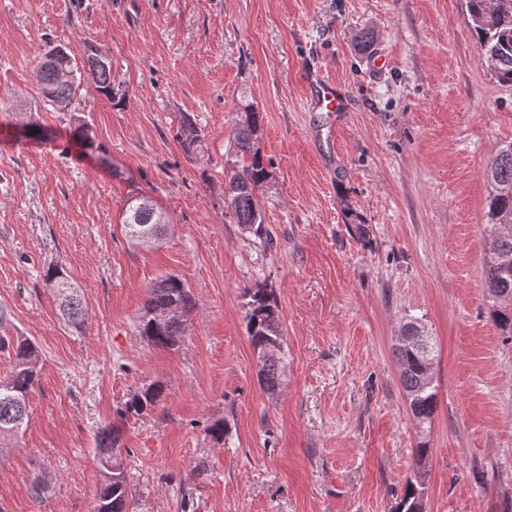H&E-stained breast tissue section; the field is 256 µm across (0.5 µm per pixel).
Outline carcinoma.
<instances>
[{"mask_svg":"<svg viewBox=\"0 0 512 512\" xmlns=\"http://www.w3.org/2000/svg\"><path fill=\"white\" fill-rule=\"evenodd\" d=\"M471 21V32L480 49V56L502 85H512V0H466ZM90 72L98 91L105 97L113 95L112 63L103 60L95 47L88 46L83 67ZM74 59L66 48L51 41L40 53V94L46 105L66 111L81 85ZM240 118L233 143L232 166L242 169L224 183V200L229 202L234 223L243 230L263 238L268 234L260 203L270 173L257 147L261 131V113L252 104L239 107ZM72 135L86 148L102 151L97 133L86 123L74 126ZM200 138V130L192 116L185 113L179 121L177 139L189 148ZM491 184L485 204L487 223L496 228L492 257L484 272L489 293L504 303L491 311V318L503 330L512 329V142L502 148L490 170ZM120 224L128 240L139 244V233L144 228H156L161 236L169 224L166 214L151 197L137 193L130 196L122 210ZM45 285L50 288L59 311L72 328L79 330L86 322L88 311L80 288L61 268H50L45 274ZM149 298L144 313L138 317L136 328L151 345L175 350L182 344L188 316L196 308L191 291L174 275L161 278L148 289ZM250 300L246 314L248 339L257 352L259 377L266 392L274 394L281 384L284 371V331L273 290H248ZM0 350L13 352V364L5 377H0V436H17L29 420L28 395L38 376L37 346L28 338L0 336ZM396 355L401 366V380L417 427L431 424L438 407L437 387L429 381L428 366L435 359L432 342L422 348L406 340ZM164 388L152 383L135 392L125 402L122 416H141L159 405ZM96 448L101 465V482L96 495L94 512H133L134 497L128 484L117 430L110 426L100 428ZM430 448L423 443L414 449L418 469L409 479L393 512H411L420 505L426 493L425 464Z\"/></svg>","mask_w":512,"mask_h":512,"instance_id":"cac0c4a2","label":"carcinoma"}]
</instances>
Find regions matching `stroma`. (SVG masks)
Returning <instances> with one entry per match:
<instances>
[{
    "label": "stroma",
    "mask_w": 512,
    "mask_h": 512,
    "mask_svg": "<svg viewBox=\"0 0 512 512\" xmlns=\"http://www.w3.org/2000/svg\"><path fill=\"white\" fill-rule=\"evenodd\" d=\"M48 40L78 64L108 53L114 99L86 74L68 110L45 106ZM319 80L345 111L311 108ZM244 100L263 114L266 241L224 206ZM79 121L110 167L71 138ZM31 122L46 138L24 136ZM510 142L512 87L482 63L465 0H0V336L39 351L29 426L0 439V512H94L108 425L138 512H392L423 441L425 512H512V332L484 279L486 173ZM138 192L170 217L153 248L120 225ZM54 265L83 290L82 331L45 285ZM168 274L196 301L175 350L136 329ZM250 288L277 298L274 395L246 333ZM413 317L436 347L424 432L394 353ZM153 382L157 408L119 417Z\"/></svg>",
    "instance_id": "stroma-1"
}]
</instances>
